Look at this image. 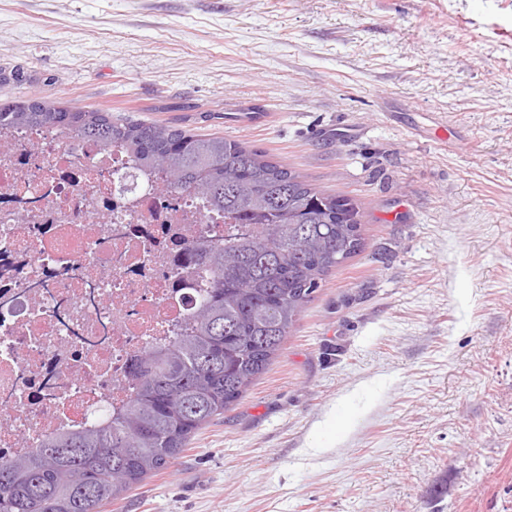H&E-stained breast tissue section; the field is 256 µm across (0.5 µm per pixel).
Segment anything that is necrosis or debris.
Instances as JSON below:
<instances>
[{
    "label": "necrosis or debris",
    "instance_id": "4bbe7bcc",
    "mask_svg": "<svg viewBox=\"0 0 512 512\" xmlns=\"http://www.w3.org/2000/svg\"><path fill=\"white\" fill-rule=\"evenodd\" d=\"M156 181L59 132H0V461L122 406L141 349L188 322L201 290L178 256L224 217Z\"/></svg>",
    "mask_w": 512,
    "mask_h": 512
}]
</instances>
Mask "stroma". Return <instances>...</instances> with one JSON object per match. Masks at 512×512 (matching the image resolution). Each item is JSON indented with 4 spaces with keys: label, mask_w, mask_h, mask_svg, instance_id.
<instances>
[{
    "label": "stroma",
    "mask_w": 512,
    "mask_h": 512,
    "mask_svg": "<svg viewBox=\"0 0 512 512\" xmlns=\"http://www.w3.org/2000/svg\"><path fill=\"white\" fill-rule=\"evenodd\" d=\"M0 69V102L234 139L361 212L268 369L109 512H512V0H0Z\"/></svg>",
    "instance_id": "35a3bbf8"
}]
</instances>
